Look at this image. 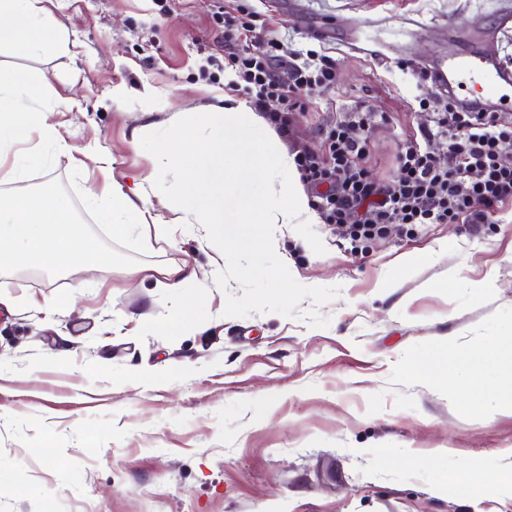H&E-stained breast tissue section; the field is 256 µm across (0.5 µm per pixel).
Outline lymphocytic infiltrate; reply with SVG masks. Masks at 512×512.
Wrapping results in <instances>:
<instances>
[{
  "label": "lymphocytic infiltrate",
  "mask_w": 512,
  "mask_h": 512,
  "mask_svg": "<svg viewBox=\"0 0 512 512\" xmlns=\"http://www.w3.org/2000/svg\"><path fill=\"white\" fill-rule=\"evenodd\" d=\"M264 38L261 57L232 53L229 67L238 70L243 93L256 110L269 99L282 104L270 121L285 127L286 113L294 111L299 88L329 85L336 78L334 61L319 56L313 68H291L287 78L274 76L279 42L271 36L269 21H256L254 13L224 18V38L229 42ZM374 112L362 102L348 120L327 134L328 155L318 158L301 150L294 157L301 178L311 187L329 184L318 204L325 223L343 224L352 240L384 236L391 224H481L486 212L512 206V167L501 164L503 153L512 152V122L495 112H465L454 103L442 105L439 135L448 142L446 155L434 157L420 145H409L399 155L400 173L391 185H377L357 159L366 151V132Z\"/></svg>",
  "instance_id": "obj_1"
}]
</instances>
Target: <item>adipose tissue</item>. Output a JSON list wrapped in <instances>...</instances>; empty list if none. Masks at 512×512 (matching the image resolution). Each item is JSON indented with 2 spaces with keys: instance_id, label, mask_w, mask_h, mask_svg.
I'll return each mask as SVG.
<instances>
[{
  "instance_id": "obj_1",
  "label": "adipose tissue",
  "mask_w": 512,
  "mask_h": 512,
  "mask_svg": "<svg viewBox=\"0 0 512 512\" xmlns=\"http://www.w3.org/2000/svg\"><path fill=\"white\" fill-rule=\"evenodd\" d=\"M40 0H0V46L22 55H38L65 43L62 23L44 11ZM39 81L25 73L0 69V157L12 156L11 179L18 180L33 167L47 165L45 143L54 141L57 131L51 122V108L29 109L39 97ZM39 132L40 143L19 152L17 141ZM90 202L99 221L113 232L125 233L133 226L146 227L148 206L137 205L120 188L91 192ZM67 200L51 193L0 196V264L14 266H65L92 262L100 252L97 242L75 231Z\"/></svg>"
}]
</instances>
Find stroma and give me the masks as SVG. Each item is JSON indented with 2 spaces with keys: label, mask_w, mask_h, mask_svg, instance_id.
I'll use <instances>...</instances> for the list:
<instances>
[{
  "label": "stroma",
  "mask_w": 512,
  "mask_h": 512,
  "mask_svg": "<svg viewBox=\"0 0 512 512\" xmlns=\"http://www.w3.org/2000/svg\"><path fill=\"white\" fill-rule=\"evenodd\" d=\"M264 14L282 51L336 61V81L301 91L288 132L262 120L285 155L324 151V133L361 101L380 112L362 164L382 184L399 174L409 143L442 99L429 66L494 30L512 0H239ZM228 0H41L69 33L64 50L23 56L0 48V66L44 78L59 98L54 160L0 196L65 195L101 258L66 267L0 266V512H512V494L479 499L437 492L469 464L496 474L512 464V210L484 224L396 225L352 241L317 223L324 254L290 224L274 247L305 286H340L321 308L328 327L274 313L224 316L212 282L226 263L194 215L166 208L156 159L138 141L203 105L241 102L228 52ZM120 100H111L114 90ZM111 161L102 173L86 155ZM114 183L148 199V229L113 234L87 203ZM194 270L166 287L165 270ZM204 322L166 330L185 299ZM491 351L476 365L488 388L462 401L430 368L457 370L460 351ZM425 371L408 374L407 365ZM413 452L417 463L396 460Z\"/></svg>",
  "instance_id": "obj_1"
}]
</instances>
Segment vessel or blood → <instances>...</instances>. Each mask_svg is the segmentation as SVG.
<instances>
[{
  "label": "vessel or blood",
  "instance_id": "b4317fda",
  "mask_svg": "<svg viewBox=\"0 0 512 512\" xmlns=\"http://www.w3.org/2000/svg\"><path fill=\"white\" fill-rule=\"evenodd\" d=\"M431 75L440 88L455 91L463 88L465 78L477 80L498 105L512 104V68L498 58L492 47L471 52L434 66Z\"/></svg>",
  "mask_w": 512,
  "mask_h": 512
}]
</instances>
